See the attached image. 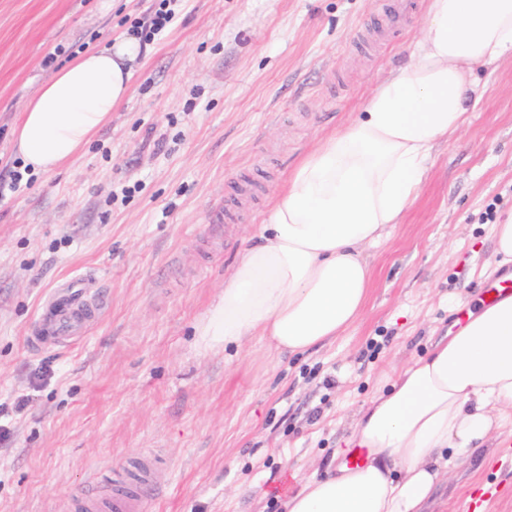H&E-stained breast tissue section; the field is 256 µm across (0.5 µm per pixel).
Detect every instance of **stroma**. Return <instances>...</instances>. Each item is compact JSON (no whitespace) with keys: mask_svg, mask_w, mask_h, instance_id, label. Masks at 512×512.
<instances>
[{"mask_svg":"<svg viewBox=\"0 0 512 512\" xmlns=\"http://www.w3.org/2000/svg\"><path fill=\"white\" fill-rule=\"evenodd\" d=\"M149 0H0V175L12 131L69 47L108 45ZM374 0H182L135 63L127 98L66 167L0 203V512H68L90 483L152 453L168 490L148 512H281L280 494L335 466L354 414L447 335L495 266L512 212V55L479 68L483 100L435 148L413 206L368 251L360 317L302 354L195 333L289 171L410 60L424 8L374 42ZM238 183L242 219H212ZM89 282L103 310L63 346L31 345L42 305ZM512 512V453L458 459L434 512Z\"/></svg>","mask_w":512,"mask_h":512,"instance_id":"35a3bbf8","label":"stroma"}]
</instances>
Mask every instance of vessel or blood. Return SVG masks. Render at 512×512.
<instances>
[{
    "label": "vessel or blood",
    "instance_id": "1",
    "mask_svg": "<svg viewBox=\"0 0 512 512\" xmlns=\"http://www.w3.org/2000/svg\"><path fill=\"white\" fill-rule=\"evenodd\" d=\"M413 7L414 0H380L378 10L384 17V31L400 28ZM508 290L512 291V278H498L483 285L476 301L492 303ZM100 311V302L85 297L83 289L54 295L45 305L33 340L40 345L49 340L64 342ZM164 485L157 461L142 460L135 466L116 470L107 491L100 492L91 486L73 497L69 512H146L149 502L161 494Z\"/></svg>",
    "mask_w": 512,
    "mask_h": 512
}]
</instances>
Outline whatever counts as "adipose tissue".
I'll return each mask as SVG.
<instances>
[{
	"instance_id": "1",
	"label": "adipose tissue",
	"mask_w": 512,
	"mask_h": 512,
	"mask_svg": "<svg viewBox=\"0 0 512 512\" xmlns=\"http://www.w3.org/2000/svg\"><path fill=\"white\" fill-rule=\"evenodd\" d=\"M411 60L379 83L361 112L289 173L224 279L197 333L210 345L265 338L302 353L336 338L361 315L370 247L416 201L427 163L466 126L481 98L476 67L512 52V0H427ZM135 37L79 53L29 101L14 130L36 173L73 161L129 93ZM512 436V295L470 312L429 352L398 369L354 419L356 468L307 479L284 512H425L454 461Z\"/></svg>"
}]
</instances>
